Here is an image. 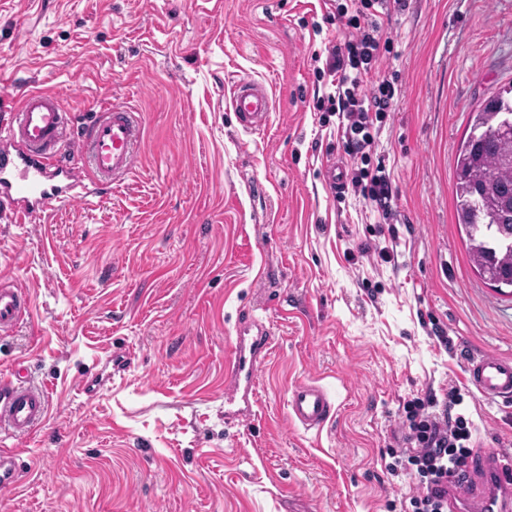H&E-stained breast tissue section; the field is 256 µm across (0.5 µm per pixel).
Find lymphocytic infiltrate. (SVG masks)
<instances>
[{
	"instance_id": "lymphocytic-infiltrate-1",
	"label": "lymphocytic infiltrate",
	"mask_w": 512,
	"mask_h": 512,
	"mask_svg": "<svg viewBox=\"0 0 512 512\" xmlns=\"http://www.w3.org/2000/svg\"><path fill=\"white\" fill-rule=\"evenodd\" d=\"M363 2L364 10L349 20L352 35L329 53L324 66L331 89L323 101L327 111L337 114L343 136L357 155L374 150L370 115L386 112L394 96L386 81L375 94L364 88L365 77L376 70L380 50L390 40L384 37L374 10L380 0ZM350 183L354 194L376 211H388L393 189L384 166L372 171L352 168ZM460 396L459 388L451 386L443 395L417 398L404 407L401 436L390 455L416 483L417 493L409 499L411 512H448L449 485L468 477L476 428L456 413Z\"/></svg>"
}]
</instances>
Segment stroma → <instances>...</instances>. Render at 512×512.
<instances>
[{"mask_svg": "<svg viewBox=\"0 0 512 512\" xmlns=\"http://www.w3.org/2000/svg\"><path fill=\"white\" fill-rule=\"evenodd\" d=\"M222 2L0 0V75L77 115L129 103L145 140L121 188L33 224L0 212V279L33 302L0 332V377L22 365L49 392L29 439L0 434L28 464L0 512H403L415 486L387 448L404 404L450 385L480 446L512 453V408L464 379L466 355L512 359V295L471 267L453 202L471 109L512 85V0L380 16L393 52L366 89H396L374 122L395 197L367 219L326 179L353 159L312 58L350 35V0ZM240 77L273 98L255 133ZM247 314L273 341L243 427L224 364ZM304 380L338 407L316 435L287 414ZM231 106L241 127L246 131L259 129L266 124L273 101L267 88L250 79H237L232 85Z\"/></svg>", "mask_w": 512, "mask_h": 512, "instance_id": "obj_1", "label": "stroma"}]
</instances>
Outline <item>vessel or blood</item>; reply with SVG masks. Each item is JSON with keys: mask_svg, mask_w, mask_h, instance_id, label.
<instances>
[{"mask_svg": "<svg viewBox=\"0 0 512 512\" xmlns=\"http://www.w3.org/2000/svg\"><path fill=\"white\" fill-rule=\"evenodd\" d=\"M231 106L244 130L264 126L273 108L267 88L250 79L235 80ZM0 204L9 206L16 223L26 224L56 208L86 200L95 191L122 185L132 172L141 144L143 119L133 107L109 104L84 124L65 111L55 93L25 90L19 99L0 97ZM32 301L21 289L0 283V330L14 327L27 316ZM271 331L259 318L239 321L233 353L224 370V415L239 422L255 419L256 373L266 358ZM468 383L483 396L512 403V360L486 351L468 360ZM43 386L23 372L0 378V429L11 436H28L48 413ZM336 406L315 381L296 384L289 395V419L306 432L319 433L331 422ZM487 484L469 500L466 512H512L500 492L512 481V455L488 456L478 449ZM20 455L0 449V488L17 484Z\"/></svg>", "mask_w": 512, "mask_h": 512, "instance_id": "obj_1", "label": "vessel or blood"}]
</instances>
